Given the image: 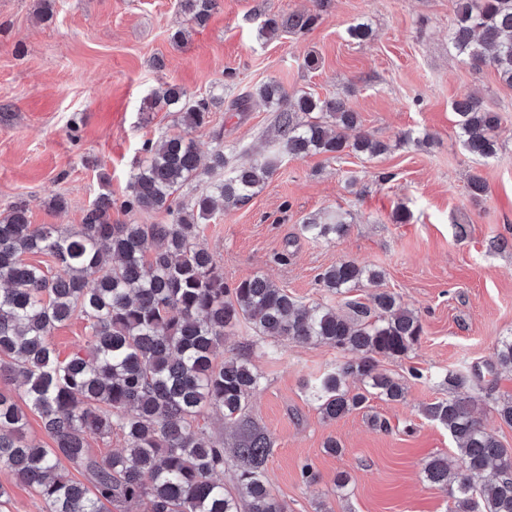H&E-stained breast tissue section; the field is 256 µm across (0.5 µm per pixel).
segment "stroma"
<instances>
[{
  "label": "stroma",
  "instance_id": "obj_1",
  "mask_svg": "<svg viewBox=\"0 0 512 512\" xmlns=\"http://www.w3.org/2000/svg\"><path fill=\"white\" fill-rule=\"evenodd\" d=\"M293 13L319 20L302 35L259 38L261 21ZM41 14L42 0H0V213L22 202L31 224L74 228L108 192L113 223L167 224L166 212L119 206L145 142L185 134L202 159L220 147L233 166L276 158L249 202L201 226L200 242L225 282L261 274L304 304L341 310L345 296L326 293L318 274L343 261L369 265L419 314L423 335L407 356L380 360L382 371L404 379L402 401L376 398L335 421L322 417L305 385L344 352L284 339L267 356L247 324L227 336L225 355H249L264 376L247 419L273 442L268 486L288 512H449L451 499L427 485L422 464L454 457L455 445L422 409L447 395L439 373L483 367L498 339L512 335V86L455 57V0H220L201 26L179 0H54L51 18ZM359 23L371 28L362 41L349 35ZM309 53L316 69L302 65ZM271 81L291 95L346 97L360 132L389 151L372 160L278 155L274 108L255 95L250 111L225 106ZM168 84L194 98L220 93L225 102L189 131L175 113L144 104ZM471 94L501 114L498 152L485 161L467 154L457 134L452 104ZM408 131L413 142L400 143ZM474 174L487 185L478 199L468 192ZM55 195L64 210L50 208ZM400 209L410 212L407 223L395 222ZM327 210L345 212L350 230L312 242L301 226ZM500 240L507 248H497ZM373 414L389 429L373 427ZM331 437L342 454L326 451ZM306 464L316 482L304 481Z\"/></svg>",
  "mask_w": 512,
  "mask_h": 512
}]
</instances>
